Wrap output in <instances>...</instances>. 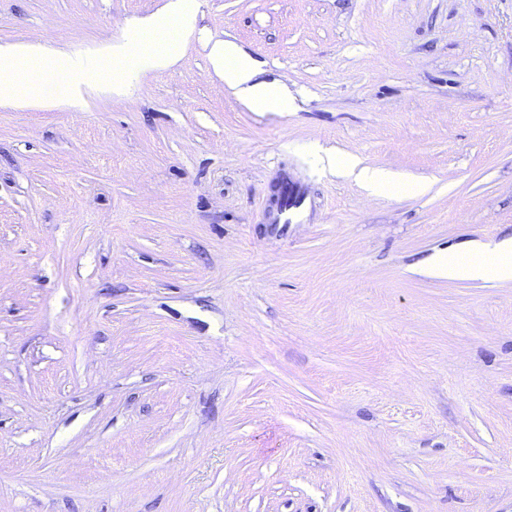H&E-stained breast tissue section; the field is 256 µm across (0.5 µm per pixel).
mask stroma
I'll return each mask as SVG.
<instances>
[{
    "instance_id": "obj_1",
    "label": "stroma",
    "mask_w": 512,
    "mask_h": 512,
    "mask_svg": "<svg viewBox=\"0 0 512 512\" xmlns=\"http://www.w3.org/2000/svg\"><path fill=\"white\" fill-rule=\"evenodd\" d=\"M166 2L0 0V45L82 56ZM196 7L172 65L0 106V512H512V281L432 268L512 242V0ZM282 175L306 223H266ZM214 69L224 84L256 112H289L291 99L283 85L260 80L259 63L236 43L216 40L210 47ZM317 157L320 162H326L330 168L347 176H354L375 193L385 191L398 194L410 190L417 194H425L428 191V186L426 185L412 188L396 181L389 173L383 170L360 166V162L356 158L331 156L329 154L323 157L318 152Z\"/></svg>"
}]
</instances>
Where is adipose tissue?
Here are the masks:
<instances>
[{
	"mask_svg": "<svg viewBox=\"0 0 512 512\" xmlns=\"http://www.w3.org/2000/svg\"><path fill=\"white\" fill-rule=\"evenodd\" d=\"M196 0H169L167 11L156 19L140 23L138 38L107 46L103 56L78 58L41 44L0 46V104L25 102L21 87L34 72H51L64 65L70 85L68 101L77 105L83 99L85 76L99 69L102 58L112 61L136 60L147 71L168 65L173 60V47L195 28ZM214 69L224 77L225 85L257 112H286L291 100L283 85L260 78V65L236 43L214 41L210 47ZM326 164L336 171L355 177L372 192L401 193L405 184L389 173L361 166L352 157L326 156ZM438 270L448 276L462 275L472 279L493 277L512 280V246L497 252L468 250L441 257Z\"/></svg>",
	"mask_w": 512,
	"mask_h": 512,
	"instance_id": "obj_1",
	"label": "adipose tissue"
}]
</instances>
